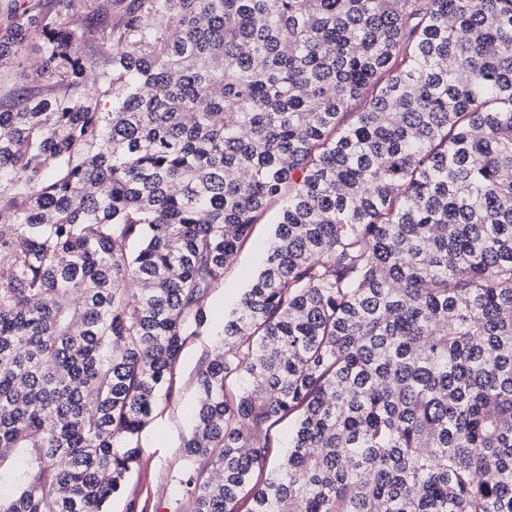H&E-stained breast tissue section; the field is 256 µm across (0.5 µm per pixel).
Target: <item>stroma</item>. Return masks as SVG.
Instances as JSON below:
<instances>
[{
  "instance_id": "1",
  "label": "stroma",
  "mask_w": 512,
  "mask_h": 512,
  "mask_svg": "<svg viewBox=\"0 0 512 512\" xmlns=\"http://www.w3.org/2000/svg\"><path fill=\"white\" fill-rule=\"evenodd\" d=\"M276 211L254 225L246 242L224 273V284L205 294L200 303L211 324L191 338L180 354L175 390L170 403L141 433V458L123 489L112 499L110 512H190L181 485L185 467L184 443L192 428L191 411L199 394V377L213 359L223 320L236 307L251 278L262 268L264 248L273 237Z\"/></svg>"
}]
</instances>
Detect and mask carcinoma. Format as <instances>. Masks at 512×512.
I'll list each match as a JSON object with an SVG mask.
<instances>
[{"label": "carcinoma", "mask_w": 512, "mask_h": 512, "mask_svg": "<svg viewBox=\"0 0 512 512\" xmlns=\"http://www.w3.org/2000/svg\"><path fill=\"white\" fill-rule=\"evenodd\" d=\"M111 2L0 28V512H108L273 204L191 512H512V0Z\"/></svg>", "instance_id": "cac0c4a2"}]
</instances>
